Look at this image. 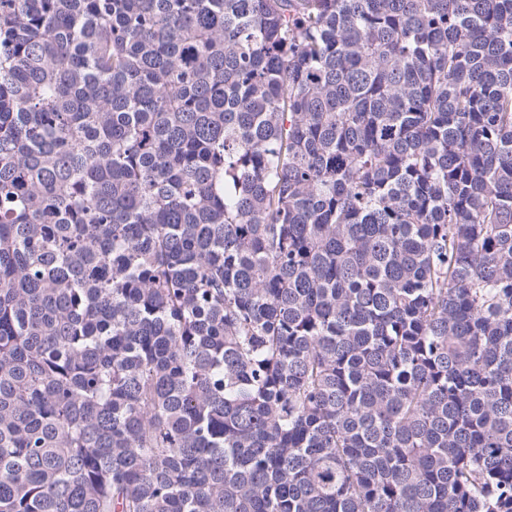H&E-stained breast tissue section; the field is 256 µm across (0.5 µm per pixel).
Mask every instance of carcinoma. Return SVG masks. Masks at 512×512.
<instances>
[{"mask_svg": "<svg viewBox=\"0 0 512 512\" xmlns=\"http://www.w3.org/2000/svg\"><path fill=\"white\" fill-rule=\"evenodd\" d=\"M0 512H512V0H0Z\"/></svg>", "mask_w": 512, "mask_h": 512, "instance_id": "1", "label": "carcinoma"}]
</instances>
